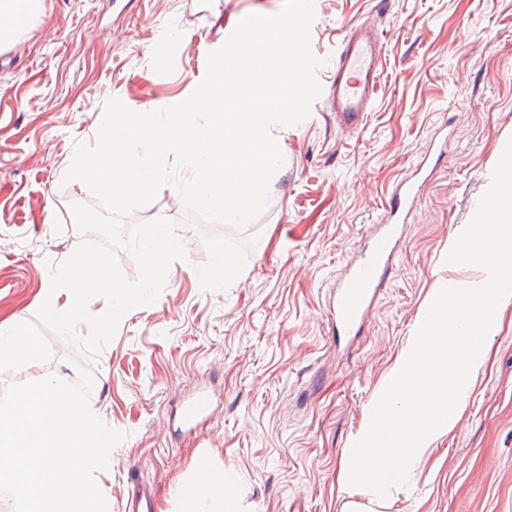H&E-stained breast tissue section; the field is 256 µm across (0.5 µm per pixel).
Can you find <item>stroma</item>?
Segmentation results:
<instances>
[{
    "instance_id": "obj_1",
    "label": "stroma",
    "mask_w": 512,
    "mask_h": 512,
    "mask_svg": "<svg viewBox=\"0 0 512 512\" xmlns=\"http://www.w3.org/2000/svg\"><path fill=\"white\" fill-rule=\"evenodd\" d=\"M284 0H44L18 42L0 49V321L34 319L59 263L81 240L65 181L77 144H95L109 99L134 111L187 98L209 52L251 14ZM311 50L327 82L352 25L387 56L364 123L341 125L327 95L281 131L283 167L247 227L196 222L172 187L138 209L178 223L186 259L153 304L128 311L93 365L90 404L125 439L96 475L122 512L128 469L142 468L156 512H180L175 488L197 458L235 475L238 512H340L342 453L391 379L433 289L474 286L476 267L448 264L512 139V0H314ZM443 151L406 217L393 269L354 341L337 345L331 293L386 223L396 183L429 146ZM236 260L217 282L219 256ZM50 362L0 372L9 385L72 381L83 353L54 332ZM454 426L411 480L373 512H512V306ZM206 392L186 429L181 407Z\"/></svg>"
}]
</instances>
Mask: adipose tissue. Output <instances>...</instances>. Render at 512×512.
<instances>
[{"mask_svg": "<svg viewBox=\"0 0 512 512\" xmlns=\"http://www.w3.org/2000/svg\"><path fill=\"white\" fill-rule=\"evenodd\" d=\"M233 476L198 460L191 481L178 484L182 512H235Z\"/></svg>", "mask_w": 512, "mask_h": 512, "instance_id": "1", "label": "adipose tissue"}]
</instances>
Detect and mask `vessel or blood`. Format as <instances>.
I'll return each instance as SVG.
<instances>
[{
	"label": "vessel or blood",
	"instance_id": "obj_1",
	"mask_svg": "<svg viewBox=\"0 0 512 512\" xmlns=\"http://www.w3.org/2000/svg\"><path fill=\"white\" fill-rule=\"evenodd\" d=\"M382 74V53L377 40L361 27H352L337 57L330 83L333 109L341 122L351 126L363 123ZM432 161V155H425L415 164L412 174L398 183L390 200L392 214L401 215L419 201ZM398 232V225H382L364 244L359 263L337 289L336 300L329 310L337 334H351L365 320L396 254ZM128 485L123 512H151L155 492L142 479L140 467L130 469Z\"/></svg>",
	"mask_w": 512,
	"mask_h": 512
}]
</instances>
